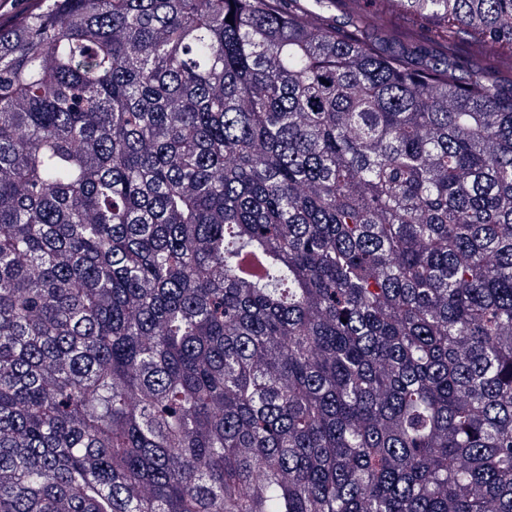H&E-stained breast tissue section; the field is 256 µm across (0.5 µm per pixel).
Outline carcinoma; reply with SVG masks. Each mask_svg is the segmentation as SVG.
I'll list each match as a JSON object with an SVG mask.
<instances>
[{"label":"carcinoma","mask_w":512,"mask_h":512,"mask_svg":"<svg viewBox=\"0 0 512 512\" xmlns=\"http://www.w3.org/2000/svg\"><path fill=\"white\" fill-rule=\"evenodd\" d=\"M297 2L0 25V512H512V0Z\"/></svg>","instance_id":"carcinoma-1"}]
</instances>
